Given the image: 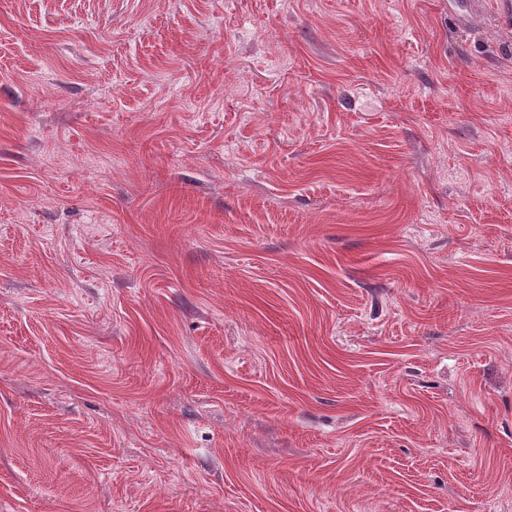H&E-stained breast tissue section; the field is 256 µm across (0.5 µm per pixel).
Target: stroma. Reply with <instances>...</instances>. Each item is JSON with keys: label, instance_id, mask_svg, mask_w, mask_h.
Listing matches in <instances>:
<instances>
[{"label": "stroma", "instance_id": "obj_1", "mask_svg": "<svg viewBox=\"0 0 512 512\" xmlns=\"http://www.w3.org/2000/svg\"><path fill=\"white\" fill-rule=\"evenodd\" d=\"M0 512H512L499 0H0Z\"/></svg>", "mask_w": 512, "mask_h": 512}]
</instances>
